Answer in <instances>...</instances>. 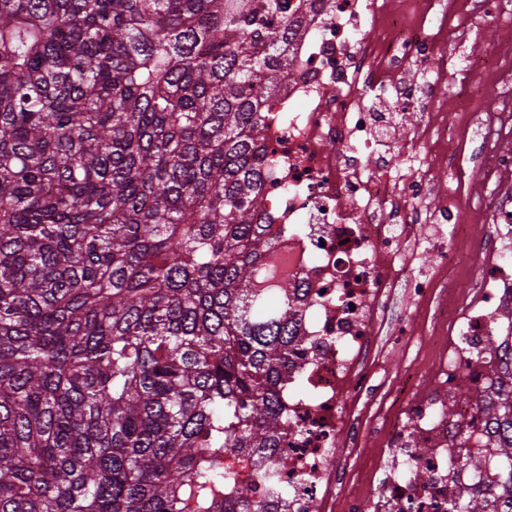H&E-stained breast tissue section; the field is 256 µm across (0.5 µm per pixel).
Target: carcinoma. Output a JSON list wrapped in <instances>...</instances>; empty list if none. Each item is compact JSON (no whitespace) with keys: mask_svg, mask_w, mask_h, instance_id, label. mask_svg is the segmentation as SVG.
Returning <instances> with one entry per match:
<instances>
[{"mask_svg":"<svg viewBox=\"0 0 512 512\" xmlns=\"http://www.w3.org/2000/svg\"><path fill=\"white\" fill-rule=\"evenodd\" d=\"M322 2L0 0V512H269L224 459L300 368L259 132Z\"/></svg>","mask_w":512,"mask_h":512,"instance_id":"carcinoma-1","label":"carcinoma"}]
</instances>
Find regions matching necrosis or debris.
I'll list each match as a JSON object with an SVG mask.
<instances>
[{"mask_svg":"<svg viewBox=\"0 0 512 512\" xmlns=\"http://www.w3.org/2000/svg\"><path fill=\"white\" fill-rule=\"evenodd\" d=\"M503 0H323L305 41L295 43L283 90L266 117L273 180L267 210L288 230L274 251L306 294L302 371L282 396L290 433L281 442L288 467L272 512H448L493 491L490 470L468 457L496 444L483 412L502 382L512 350V153L496 145L512 136V27L502 25ZM502 26L508 48L472 43L473 33ZM471 42L458 57L469 104L456 123L436 111L444 96L441 56ZM496 100L482 105V84ZM418 110L420 142L388 156L378 131L377 102ZM455 138V151L443 147ZM480 144L485 182L494 193L478 206L468 196L423 205L433 166L458 173L467 149ZM446 261L472 256L471 284L456 298L446 278L412 274L423 226ZM402 295L432 310L438 356L431 384L406 371L390 402L372 406L378 338L387 303ZM497 337L492 350L489 337ZM470 403L449 412L460 387ZM385 447L362 489L345 501L337 487L354 476L336 467L365 439ZM428 480H417L418 471Z\"/></svg>","mask_w":512,"mask_h":512,"instance_id":"necrosis-or-debris-1","label":"necrosis or debris"}]
</instances>
